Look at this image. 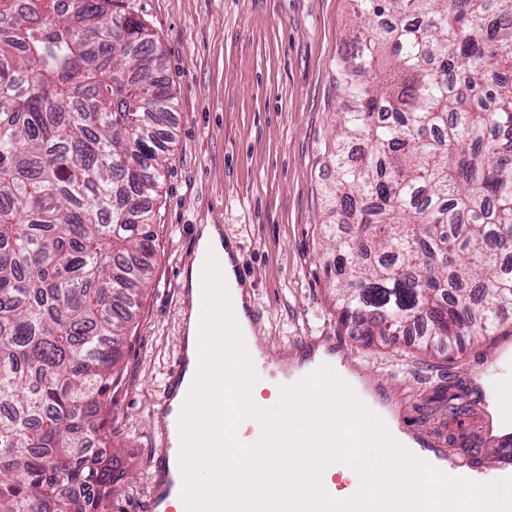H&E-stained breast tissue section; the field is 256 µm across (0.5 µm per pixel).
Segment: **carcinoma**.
I'll list each match as a JSON object with an SVG mask.
<instances>
[{"mask_svg": "<svg viewBox=\"0 0 512 512\" xmlns=\"http://www.w3.org/2000/svg\"><path fill=\"white\" fill-rule=\"evenodd\" d=\"M327 199L339 320L419 347L512 308V0H354ZM124 0L0 3V512H102V419L174 111Z\"/></svg>", "mask_w": 512, "mask_h": 512, "instance_id": "obj_1", "label": "carcinoma"}]
</instances>
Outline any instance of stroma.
Segmentation results:
<instances>
[{
    "instance_id": "obj_1",
    "label": "stroma",
    "mask_w": 512,
    "mask_h": 512,
    "mask_svg": "<svg viewBox=\"0 0 512 512\" xmlns=\"http://www.w3.org/2000/svg\"><path fill=\"white\" fill-rule=\"evenodd\" d=\"M154 33L172 86L173 144L153 202L152 278L139 297L106 427L116 481L107 512H142L156 482L159 404L183 351V280L204 224L235 242L259 346L293 356L328 338L398 431L482 469L490 387L512 380V311L498 334L419 352L414 336L365 343L336 315L326 250L329 153L348 102L336 63L358 33L351 0H125ZM468 412L453 414L441 391Z\"/></svg>"
}]
</instances>
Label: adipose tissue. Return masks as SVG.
<instances>
[{"instance_id":"1","label":"adipose tissue","mask_w":512,"mask_h":512,"mask_svg":"<svg viewBox=\"0 0 512 512\" xmlns=\"http://www.w3.org/2000/svg\"><path fill=\"white\" fill-rule=\"evenodd\" d=\"M223 254L224 263L209 259ZM236 251L213 224L203 225L196 257L186 280L184 313L188 370L185 382L198 399L184 414L187 433L201 439L184 484L201 490L234 491L246 512H271L276 500L304 499L341 474L347 486L336 494V512H361L362 494L387 501H411L430 512L437 495L453 497L458 512L479 503L480 512H498L512 499V484L480 480L450 486L427 469L420 457L389 448L354 445L365 423L377 420L350 388L334 391L313 373L310 362H293L288 373L267 381L252 368V329L245 315L249 303L236 271ZM226 291L235 318L223 335L207 333L204 313L214 290ZM231 342L220 372L201 357ZM336 456L337 468L324 465Z\"/></svg>"}]
</instances>
